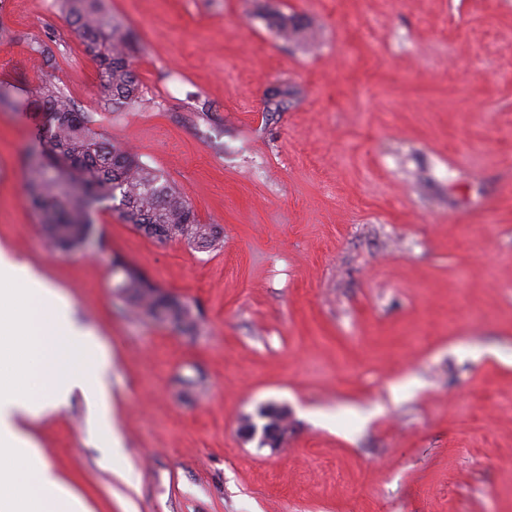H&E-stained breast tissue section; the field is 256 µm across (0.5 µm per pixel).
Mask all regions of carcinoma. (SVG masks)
<instances>
[{
  "instance_id": "carcinoma-1",
  "label": "carcinoma",
  "mask_w": 512,
  "mask_h": 512,
  "mask_svg": "<svg viewBox=\"0 0 512 512\" xmlns=\"http://www.w3.org/2000/svg\"><path fill=\"white\" fill-rule=\"evenodd\" d=\"M58 6L98 59V94L105 104L116 111L136 103L140 87L127 54L132 33L112 17L104 0H58ZM272 27L288 38L298 35L304 24L295 16L277 15ZM28 104L45 109V121L38 129L41 149L26 169L25 203L58 250H84L94 235L96 206L116 199L121 218L149 237L183 238L204 249L219 243L215 225L199 223L164 175L132 152L107 143L94 116L79 109L59 84L45 80L35 85ZM114 265L122 274L116 288L128 311L171 321L187 334L197 331L189 305L154 288L125 263Z\"/></svg>"
}]
</instances>
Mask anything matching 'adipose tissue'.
<instances>
[{
	"mask_svg": "<svg viewBox=\"0 0 512 512\" xmlns=\"http://www.w3.org/2000/svg\"><path fill=\"white\" fill-rule=\"evenodd\" d=\"M23 277L32 280L36 274L0 250V446L14 451L0 464V512H87L52 466L39 462V446L25 421L65 408L77 390L100 420H108L104 377L110 361L100 358L94 381L73 368L80 354L94 351L93 332L74 324L60 332L54 310L65 297L44 285L16 287Z\"/></svg>",
	"mask_w": 512,
	"mask_h": 512,
	"instance_id": "adipose-tissue-1",
	"label": "adipose tissue"
}]
</instances>
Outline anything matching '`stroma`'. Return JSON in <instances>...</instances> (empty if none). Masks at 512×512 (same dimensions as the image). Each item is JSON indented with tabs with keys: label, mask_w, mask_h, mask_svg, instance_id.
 <instances>
[{
	"label": "stroma",
	"mask_w": 512,
	"mask_h": 512,
	"mask_svg": "<svg viewBox=\"0 0 512 512\" xmlns=\"http://www.w3.org/2000/svg\"><path fill=\"white\" fill-rule=\"evenodd\" d=\"M105 5L141 88L119 112L55 0L0 13L19 103L0 108V248L110 359L109 421L77 395L27 423L43 461L88 512H512V0ZM39 44L218 246L104 203L93 249L52 247L24 204ZM117 259L189 304L196 334L123 315ZM270 402L289 411L275 451L239 434Z\"/></svg>",
	"instance_id": "stroma-1"
}]
</instances>
